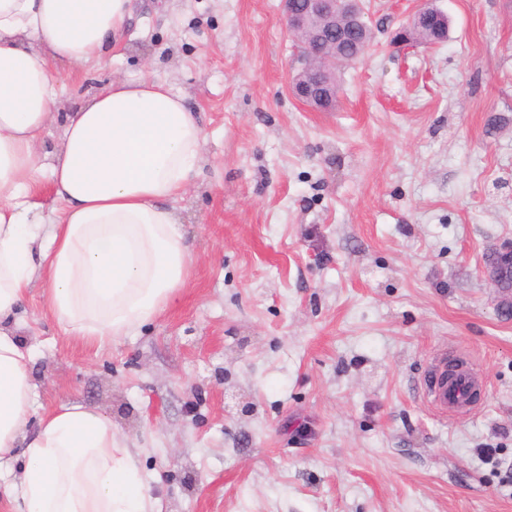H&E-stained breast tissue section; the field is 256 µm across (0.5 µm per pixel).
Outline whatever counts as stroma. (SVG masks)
Listing matches in <instances>:
<instances>
[{"label":"stroma","instance_id":"stroma-1","mask_svg":"<svg viewBox=\"0 0 512 512\" xmlns=\"http://www.w3.org/2000/svg\"><path fill=\"white\" fill-rule=\"evenodd\" d=\"M418 3L365 0L330 112L280 0H134L107 65L59 66L60 111L150 71L206 134L167 307L97 348L37 285L20 325L35 412L107 414L162 512H512V0H436L447 40L403 53ZM443 355L483 383L454 418L420 391Z\"/></svg>","mask_w":512,"mask_h":512}]
</instances>
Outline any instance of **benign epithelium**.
<instances>
[{
  "instance_id": "benign-epithelium-1",
  "label": "benign epithelium",
  "mask_w": 512,
  "mask_h": 512,
  "mask_svg": "<svg viewBox=\"0 0 512 512\" xmlns=\"http://www.w3.org/2000/svg\"><path fill=\"white\" fill-rule=\"evenodd\" d=\"M288 32L300 46L301 67L290 89L303 105L317 111L336 106V35L358 33L366 25L361 0H280Z\"/></svg>"
}]
</instances>
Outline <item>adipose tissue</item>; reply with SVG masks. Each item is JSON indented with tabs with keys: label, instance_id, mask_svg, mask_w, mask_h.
Masks as SVG:
<instances>
[{
	"label": "adipose tissue",
	"instance_id": "obj_1",
	"mask_svg": "<svg viewBox=\"0 0 512 512\" xmlns=\"http://www.w3.org/2000/svg\"><path fill=\"white\" fill-rule=\"evenodd\" d=\"M133 9V0H0V478L18 512H160L97 408L60 404L25 435L35 393L17 338L36 281L63 329L98 345L151 320L186 284L176 203L205 133L184 96L147 73L56 112L55 63H101ZM57 118L62 139L46 157L40 142ZM44 174L62 205L53 216L35 199Z\"/></svg>",
	"mask_w": 512,
	"mask_h": 512
}]
</instances>
